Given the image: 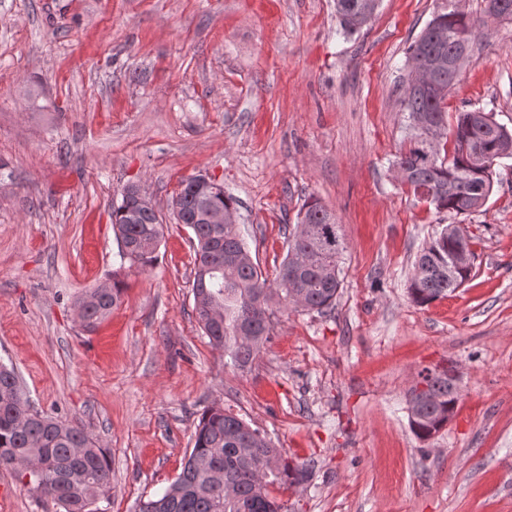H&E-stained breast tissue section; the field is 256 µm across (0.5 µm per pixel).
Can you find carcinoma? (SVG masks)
<instances>
[{"mask_svg": "<svg viewBox=\"0 0 512 512\" xmlns=\"http://www.w3.org/2000/svg\"><path fill=\"white\" fill-rule=\"evenodd\" d=\"M365 0H336L342 30L354 34L372 18L362 10ZM494 18L512 19V0H486ZM489 35L467 15L447 7L435 15L411 45L409 61L448 58ZM448 94L407 85L401 105L414 134L410 147L395 160L399 180L439 211L471 215L486 204L493 190L494 166L512 158V131L481 109L459 112L448 124ZM452 141L448 159H440L441 142ZM176 221L191 229L194 242L193 311L210 343L227 353L237 369L246 368L272 332L270 302L324 312L336 301L343 251L340 225L318 200L308 199L297 214L288 252L274 280L254 262L239 230L228 220L211 224V210L238 213V201L222 192L200 197L182 186L171 202ZM111 224L121 260L145 269L154 264L164 224L155 207L135 205L121 196L112 203ZM474 258L463 230L445 225L417 256L409 291L425 306L460 287L471 275ZM119 282H105L84 292L75 302L80 325L87 332L112 313L121 300ZM426 401L409 414L414 433L428 438L448 424L460 394L448 372L420 374ZM31 403L14 368L0 364V466L11 469L50 499L62 512H105L111 467L103 448L83 428L29 412ZM193 446L177 478L164 491L141 501L137 512H281L268 486H295L307 478L305 465L282 456L265 436L245 420L211 406L201 415L192 435ZM224 472L216 485L211 473Z\"/></svg>", "mask_w": 512, "mask_h": 512, "instance_id": "carcinoma-1", "label": "carcinoma"}]
</instances>
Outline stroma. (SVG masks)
Segmentation results:
<instances>
[{
    "label": "stroma",
    "mask_w": 512,
    "mask_h": 512,
    "mask_svg": "<svg viewBox=\"0 0 512 512\" xmlns=\"http://www.w3.org/2000/svg\"><path fill=\"white\" fill-rule=\"evenodd\" d=\"M446 0H379L344 33L336 0H0V362L40 412L104 448L107 512H135L180 473L202 412L238 414L304 462L281 512H512V158L480 212L438 211L397 179L409 47ZM490 37L448 95L512 129V20L462 0ZM206 173L238 201L266 276L316 197L344 242L331 310L274 306L245 369L193 311V243L168 203ZM142 185L165 225L146 270L121 262L110 218ZM457 222L470 279L426 306L416 258ZM119 281L85 332L73 306ZM456 366L460 399L426 439L409 423L423 369ZM0 512H56L0 468Z\"/></svg>",
    "instance_id": "stroma-1"
}]
</instances>
